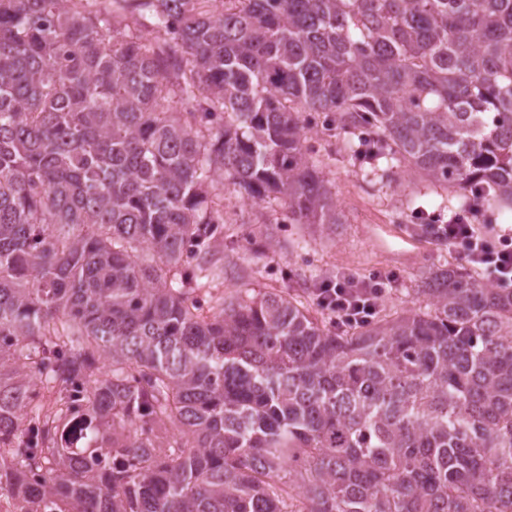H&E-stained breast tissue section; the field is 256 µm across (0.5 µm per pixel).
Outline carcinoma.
<instances>
[{"instance_id":"carcinoma-1","label":"carcinoma","mask_w":512,"mask_h":512,"mask_svg":"<svg viewBox=\"0 0 512 512\" xmlns=\"http://www.w3.org/2000/svg\"><path fill=\"white\" fill-rule=\"evenodd\" d=\"M57 2L0 0V479L63 512H512V288L444 266L337 328L209 260L217 182L340 223L303 114L512 208V0H131L161 44Z\"/></svg>"}]
</instances>
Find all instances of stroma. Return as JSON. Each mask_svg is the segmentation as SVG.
<instances>
[{"label":"stroma","instance_id":"1","mask_svg":"<svg viewBox=\"0 0 512 512\" xmlns=\"http://www.w3.org/2000/svg\"><path fill=\"white\" fill-rule=\"evenodd\" d=\"M309 145L326 162L341 226L330 234L318 224H284L271 209L227 195L222 244L215 251L224 261V292L276 288L312 304L318 284L336 272L362 279L391 272L395 279L378 309L383 315L424 304L415 287L427 268L465 267L459 249L425 246L417 232L418 215L410 204L416 195L440 219L453 214L426 182L396 187L384 167L361 164L343 135L321 133Z\"/></svg>","mask_w":512,"mask_h":512}]
</instances>
